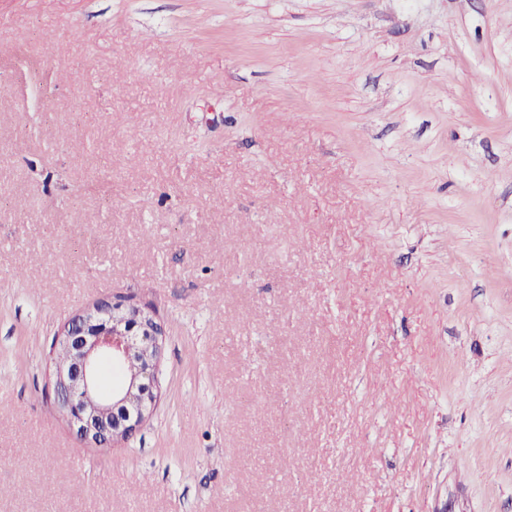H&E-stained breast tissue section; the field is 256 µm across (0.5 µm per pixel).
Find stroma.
Listing matches in <instances>:
<instances>
[{
	"mask_svg": "<svg viewBox=\"0 0 512 512\" xmlns=\"http://www.w3.org/2000/svg\"><path fill=\"white\" fill-rule=\"evenodd\" d=\"M0 75V512H512V0H0ZM116 292L99 450L54 341ZM148 309L113 293L111 300L74 314L56 334L54 405L89 447L108 449L129 440L156 409L165 331ZM106 358L127 374L109 389L100 380ZM93 382L98 397L89 394Z\"/></svg>",
	"mask_w": 512,
	"mask_h": 512,
	"instance_id": "35a3bbf8",
	"label": "stroma"
}]
</instances>
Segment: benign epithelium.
<instances>
[{
    "label": "benign epithelium",
    "instance_id": "1",
    "mask_svg": "<svg viewBox=\"0 0 512 512\" xmlns=\"http://www.w3.org/2000/svg\"><path fill=\"white\" fill-rule=\"evenodd\" d=\"M164 341L154 312L122 293L93 303L58 331L54 405L88 446L125 442L152 416Z\"/></svg>",
    "mask_w": 512,
    "mask_h": 512
}]
</instances>
